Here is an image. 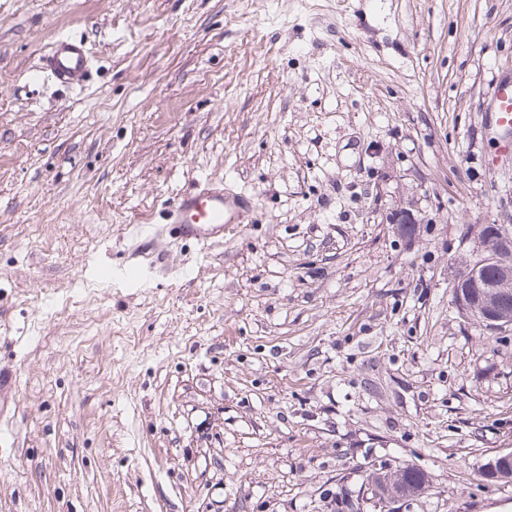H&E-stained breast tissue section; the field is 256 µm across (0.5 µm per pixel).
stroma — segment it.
I'll return each mask as SVG.
<instances>
[{
  "label": "stroma",
  "instance_id": "1",
  "mask_svg": "<svg viewBox=\"0 0 512 512\" xmlns=\"http://www.w3.org/2000/svg\"><path fill=\"white\" fill-rule=\"evenodd\" d=\"M63 34L86 87L29 84ZM500 81L512 0H0V512H384L407 463L400 512H512V338L452 295ZM203 179L240 215L173 240ZM504 474L512 476V448L498 451L488 459L483 468V475L487 480L499 481ZM499 482L512 483V481ZM373 477L375 490L379 495H399L404 500L419 497L429 486L427 473L412 464H403L393 471L376 473Z\"/></svg>",
  "mask_w": 512,
  "mask_h": 512
}]
</instances>
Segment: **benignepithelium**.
<instances>
[{"mask_svg":"<svg viewBox=\"0 0 512 512\" xmlns=\"http://www.w3.org/2000/svg\"><path fill=\"white\" fill-rule=\"evenodd\" d=\"M454 295L459 309L496 331L512 327V314L504 312L501 303L512 293V232L501 229L482 236V254L467 264L457 275ZM512 475V448L497 452L484 464L483 475L499 481Z\"/></svg>","mask_w":512,"mask_h":512,"instance_id":"7a95c632","label":"benign epithelium"}]
</instances>
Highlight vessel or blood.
Here are the masks:
<instances>
[{
    "mask_svg": "<svg viewBox=\"0 0 512 512\" xmlns=\"http://www.w3.org/2000/svg\"><path fill=\"white\" fill-rule=\"evenodd\" d=\"M90 54L86 42L78 37L55 39L39 69L31 79L39 83L50 79L70 88L85 86L90 74ZM236 204L224 194L223 187L207 185L184 193L169 206V236L211 243L224 237V227L233 223Z\"/></svg>",
    "mask_w": 512,
    "mask_h": 512,
    "instance_id": "b4317fda",
    "label": "vessel or blood"
}]
</instances>
